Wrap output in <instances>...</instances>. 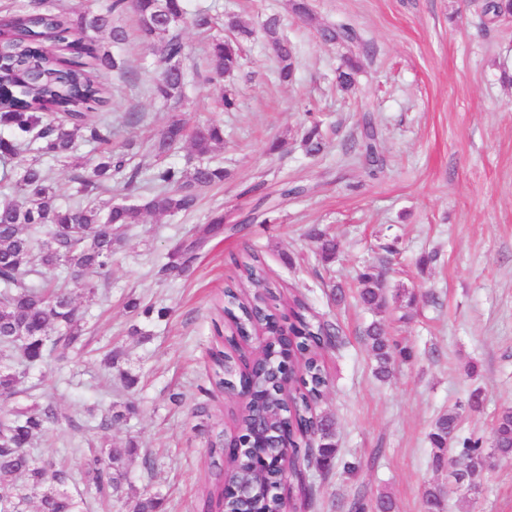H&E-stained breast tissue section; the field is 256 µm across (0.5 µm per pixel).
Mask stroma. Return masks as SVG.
Instances as JSON below:
<instances>
[{"mask_svg":"<svg viewBox=\"0 0 512 512\" xmlns=\"http://www.w3.org/2000/svg\"><path fill=\"white\" fill-rule=\"evenodd\" d=\"M308 2L309 21L290 0H188L190 10L212 7L254 29L280 16L296 49L295 78L278 81L276 58L258 37L245 44L239 72L223 84L209 81L207 38L184 30L179 117L190 128L223 123L216 157L230 176L194 211L148 215L133 225L95 297L74 294L87 347L66 351L50 373L37 368L25 381L58 412L37 456L65 460L78 478L88 449L136 439L128 477L137 493L162 497L165 512H200L206 487L217 481L210 445L237 432L240 404L215 387L212 353L247 356L257 348L252 340L232 344L219 310L238 261L250 253L263 262L280 313L292 298L305 299L343 338L321 353L329 387L314 411L333 419L341 457L362 467L350 475L339 465L325 472L303 462L304 482L292 478L283 488L296 512H350L355 500L381 492L395 512H422L424 484L445 479L431 466L436 417L481 389V410L462 416L458 434L486 437L499 410L512 406V19L488 22L482 0ZM342 20L361 41L324 43L320 28ZM116 52L132 75L107 77L116 90L106 110L120 123L112 145L135 140L145 159L150 139L172 116L151 91L159 61L135 38ZM348 59L359 67L355 98L335 86ZM226 86L237 95V111L215 107ZM309 108L323 119L325 149L315 157L301 143ZM130 112L138 122L121 124ZM365 115L383 159L375 174L349 150ZM258 183L263 192L251 193ZM292 185L303 193L281 199L280 189ZM217 209L224 231L190 271L159 275L169 253ZM249 214L254 222L244 223ZM316 229L338 242L329 261L320 258ZM385 254L392 258L390 291L414 299L408 314L357 299L359 271ZM132 294L167 316L148 320L131 311ZM375 320L413 353L384 380L373 372L363 337ZM109 350L118 356L112 370L102 362ZM123 369L138 376L134 388L120 381ZM175 393L181 402L172 401ZM126 401L132 413L98 427V415ZM446 512H512V461L488 471L476 500L451 494Z\"/></svg>","mask_w":512,"mask_h":512,"instance_id":"35a3bbf8","label":"stroma"}]
</instances>
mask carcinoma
<instances>
[{
	"mask_svg": "<svg viewBox=\"0 0 512 512\" xmlns=\"http://www.w3.org/2000/svg\"><path fill=\"white\" fill-rule=\"evenodd\" d=\"M16 21L10 24L11 34L0 39V125L7 135L0 134V182L6 192L0 194V356L12 357V365H0V391L4 398L20 394L19 385L28 371L42 365L57 352L63 353L80 343L84 328L69 289L43 279V270L63 268L72 274L88 277L83 283L87 293H94L92 278L107 275L112 255L121 245L126 229L139 224L146 214L170 215L190 212L198 204L203 191L224 183L228 172L211 162L212 155L224 146V128L217 123L188 129L173 117L150 145L154 161L149 168L148 183L152 191L140 195L133 203L110 197L112 186L129 189L143 173L136 162L134 144L123 150H112L115 127L110 113H91L93 106L109 102L105 74L112 70L124 77L125 62L88 36L90 32L109 31L114 45L129 41L130 31L114 21L127 12L136 17V33L158 54L163 67L153 84L158 99L178 111L185 85L181 66L184 44L182 28L192 26L201 31L213 27L218 17L209 10L188 12L185 0H106L99 12H85L77 21L83 38L74 39L72 24L66 16L27 4H15ZM482 13L495 22L512 17V0H483ZM225 26L235 35L214 38L207 51L210 80L222 81L242 66L241 40L253 31L235 17H228ZM324 41L352 43L361 40L349 23L328 25L320 30ZM262 35L276 49L279 79L289 82L294 72L293 48L281 31V20L269 16L262 24ZM55 41L68 51L58 57L43 48V41ZM357 69L348 64L337 71L336 85L346 93H356ZM320 120L311 117L310 128L303 137L307 154L322 152ZM188 141L196 162L189 168L167 161L179 144ZM82 143L95 144L99 152L91 171L73 178L71 203H58L57 189L47 161L60 162L74 155ZM359 146L361 156L373 166L378 162L375 128L363 118ZM224 214L217 212L210 224L197 236L182 243L161 268L163 272L186 271L196 251L216 236ZM237 286L224 291L222 311L229 318L233 332L245 335L263 323L279 320L276 296L262 262L255 255L238 264ZM358 298L370 308L381 309L388 303L389 288L382 274L367 267L358 276ZM127 307L149 319L167 316L163 308L141 306L131 297ZM292 329L297 336L296 348L289 361L298 379L292 403H287L273 380L281 364V346L271 339L264 367L248 376L255 383L256 398L242 409L238 429L243 431L241 447L224 457V442L211 444L217 456L215 466L225 465L240 472H250L255 461L248 441L253 415L265 414L270 428L294 427L295 435L308 439L303 448L294 442L291 468L299 470L300 460L317 452L320 463L329 468L338 459L333 422L313 412L323 398L329 381L320 358L324 336H339L333 325L309 314L301 299L288 306ZM364 340L375 362V374L386 378L398 361L411 359L412 353L390 336L383 334L374 321L364 331ZM214 385L224 388L225 377H235L236 362L224 351L212 354ZM483 403L482 392L473 390L467 400L439 415L429 433L433 449L432 466L447 475L448 482L459 480L479 489L487 469L484 456L491 450L500 457H512V407L502 408L496 415L492 436H457L459 420L468 410H477ZM57 413L48 402L44 405L16 408L0 418V512H27L36 500L38 512H84L86 496L73 493V475L64 465L52 459L37 458L32 449L51 430ZM138 444L125 447H101L84 459L82 482L86 489L99 496L111 492L124 493L126 461L137 453ZM278 477L270 473L262 477L259 507L277 512L281 507ZM422 501L434 508H444V489L429 484L422 490ZM207 512L224 510L240 512L241 502L234 496L224 497L219 485L208 493L204 502ZM163 501L156 496L139 498L134 512H162ZM394 503L385 494L367 501L357 500L352 512H393Z\"/></svg>",
	"mask_w": 512,
	"mask_h": 512,
	"instance_id": "carcinoma-1",
	"label": "carcinoma"
}]
</instances>
